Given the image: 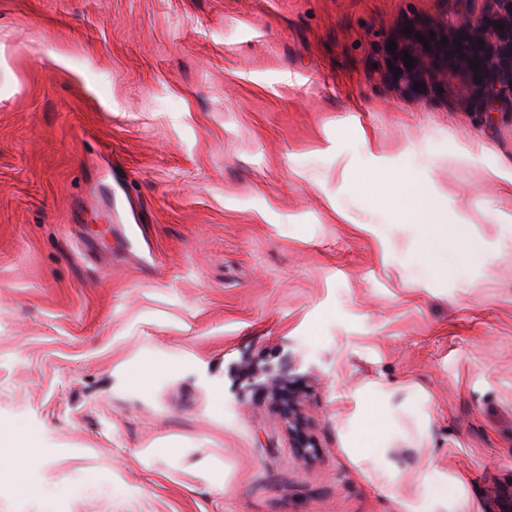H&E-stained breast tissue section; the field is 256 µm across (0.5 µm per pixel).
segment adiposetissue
I'll use <instances>...</instances> for the list:
<instances>
[{"instance_id":"1","label":"adipose tissue","mask_w":512,"mask_h":512,"mask_svg":"<svg viewBox=\"0 0 512 512\" xmlns=\"http://www.w3.org/2000/svg\"><path fill=\"white\" fill-rule=\"evenodd\" d=\"M397 213L413 216L421 231L424 250H431L448 240V227L440 223V210L434 200L415 195L408 185H401L393 200ZM353 408L344 424L345 434L351 450H358L360 439L366 434L365 427L369 412H376L385 431L380 436L381 445L393 447L400 439L413 438L425 444L431 439V426L424 408H417L411 426H403L400 419L405 415V402L399 401L396 390L379 386L373 392L357 390L353 396ZM366 469L382 489L384 495L399 501L402 512H472L471 503L465 492L448 496L445 488L448 474L433 466L421 469L414 494L407 499L400 496V477L395 464L387 456L367 461Z\"/></svg>"}]
</instances>
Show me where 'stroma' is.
<instances>
[{
    "label": "stroma",
    "mask_w": 512,
    "mask_h": 512,
    "mask_svg": "<svg viewBox=\"0 0 512 512\" xmlns=\"http://www.w3.org/2000/svg\"><path fill=\"white\" fill-rule=\"evenodd\" d=\"M486 7L0 0V429L36 439L0 512H400L344 436L374 384L430 398L431 447L385 452L403 494L428 462L485 512L512 480V104L439 59L414 89L388 45ZM252 366L304 377L313 461ZM394 179L400 184V190L393 200V205L397 213L413 215L414 225L421 231L424 251H430L442 243L448 244V224L438 223L440 210L436 202L433 199H420L401 176L395 175Z\"/></svg>",
    "instance_id": "35a3bbf8"
}]
</instances>
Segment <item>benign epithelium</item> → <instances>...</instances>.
Segmentation results:
<instances>
[{
    "label": "benign epithelium",
    "instance_id": "obj_1",
    "mask_svg": "<svg viewBox=\"0 0 512 512\" xmlns=\"http://www.w3.org/2000/svg\"><path fill=\"white\" fill-rule=\"evenodd\" d=\"M496 10L469 23L458 30L463 36L461 51H455V44H446L438 48L437 54L451 59L445 70V78L453 80L460 67L470 69V61H477L478 68L471 73L480 78L476 82L478 94L485 107L494 108L505 100L512 102V0H493ZM504 24L503 29L495 23ZM489 31L498 33L497 40L491 44L477 47V40L484 38ZM414 67L404 66L403 51L397 49L393 62L408 81H415L429 71L433 65L432 54L424 51H411ZM301 385L288 381L282 375H276L259 387L257 405L266 403L277 410L288 429V436L296 448V458L310 460L316 453V444L306 432L299 412V392ZM487 512H512V481L507 484L493 483L489 489Z\"/></svg>",
    "mask_w": 512,
    "mask_h": 512
}]
</instances>
